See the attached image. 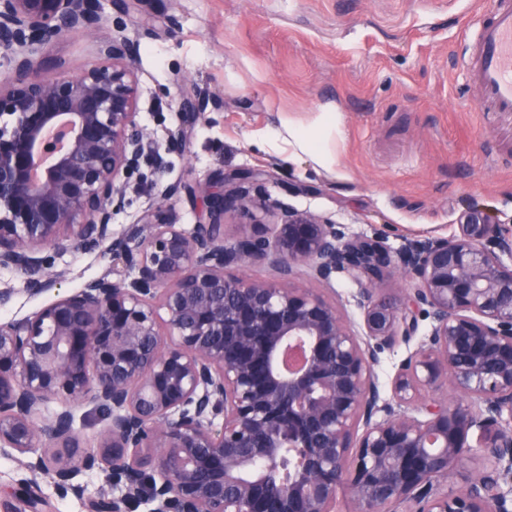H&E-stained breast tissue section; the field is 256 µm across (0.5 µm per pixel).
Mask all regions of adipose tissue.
<instances>
[{
  "instance_id": "obj_1",
  "label": "adipose tissue",
  "mask_w": 512,
  "mask_h": 512,
  "mask_svg": "<svg viewBox=\"0 0 512 512\" xmlns=\"http://www.w3.org/2000/svg\"><path fill=\"white\" fill-rule=\"evenodd\" d=\"M341 137V114L326 105L307 119L288 117L267 133L266 142L289 157L308 158L316 169L337 170L340 158L337 144Z\"/></svg>"
}]
</instances>
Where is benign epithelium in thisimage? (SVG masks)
<instances>
[{"instance_id": "benign-epithelium-1", "label": "benign epithelium", "mask_w": 512, "mask_h": 512, "mask_svg": "<svg viewBox=\"0 0 512 512\" xmlns=\"http://www.w3.org/2000/svg\"><path fill=\"white\" fill-rule=\"evenodd\" d=\"M100 0H0V268L38 295L60 285L48 252L111 242L124 273L57 293L31 318L0 322V453L50 474L62 497L104 474L90 512H512V226L481 209L449 237H381L261 193L276 179L246 169L202 185L207 221L190 228L148 200L126 235L112 216L145 174L188 152L209 96L182 98L187 122L160 142L141 124L132 37ZM74 34L97 40L98 62L75 76L36 54ZM272 216L271 233L225 238L242 210ZM262 264L268 278L230 273ZM399 274L397 299L380 295ZM356 285L354 330L307 280ZM427 333L419 334L422 322ZM417 340L385 393L379 354ZM451 385L460 400L430 396ZM427 397L410 411L422 393ZM58 410L45 417L51 401ZM106 414L86 447L73 410ZM494 429L473 445L475 429ZM488 462L443 489L463 460ZM294 459L280 478L284 455Z\"/></svg>"}]
</instances>
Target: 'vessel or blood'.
Returning <instances> with one entry per match:
<instances>
[{
	"instance_id": "vessel-or-blood-1",
	"label": "vessel or blood",
	"mask_w": 512,
	"mask_h": 512,
	"mask_svg": "<svg viewBox=\"0 0 512 512\" xmlns=\"http://www.w3.org/2000/svg\"><path fill=\"white\" fill-rule=\"evenodd\" d=\"M474 26L463 57L468 80L483 111L512 115V0H496Z\"/></svg>"
}]
</instances>
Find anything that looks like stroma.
<instances>
[{
    "instance_id": "stroma-1",
    "label": "stroma",
    "mask_w": 512,
    "mask_h": 512,
    "mask_svg": "<svg viewBox=\"0 0 512 512\" xmlns=\"http://www.w3.org/2000/svg\"><path fill=\"white\" fill-rule=\"evenodd\" d=\"M492 0H148L127 17L148 26L135 60L142 124L157 140L181 124L188 85L208 94V121L192 128L187 155L171 154L140 197L112 218L115 236L136 223L144 197L163 199L184 180L205 184L242 168L275 169L280 181L312 186L289 197L279 183L265 192L331 217L354 234L392 247L420 235L448 237L471 207L512 221V120L483 117L463 66L473 13ZM55 71L76 75L96 60V42L68 35L46 53ZM338 105L340 172H315L305 158L283 160L260 135L284 116L308 117ZM61 291L112 270L107 249L51 258ZM19 275L0 268V289L15 295L0 318L34 316L48 296L20 291ZM28 473L18 455L0 453V512H29L21 494ZM43 512H88L101 473L84 475L85 498L59 497L36 478Z\"/></svg>"
}]
</instances>
